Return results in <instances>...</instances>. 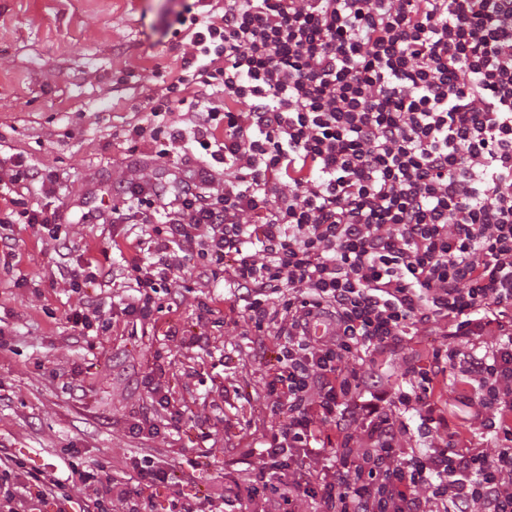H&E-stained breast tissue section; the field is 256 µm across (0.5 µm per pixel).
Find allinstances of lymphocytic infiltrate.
Here are the masks:
<instances>
[{
  "label": "lymphocytic infiltrate",
  "mask_w": 512,
  "mask_h": 512,
  "mask_svg": "<svg viewBox=\"0 0 512 512\" xmlns=\"http://www.w3.org/2000/svg\"><path fill=\"white\" fill-rule=\"evenodd\" d=\"M199 25L183 75L129 133L164 139L173 173L131 192L141 223L164 225L126 261L135 292L122 313L156 324L176 273L227 276L230 312L271 362L253 399L276 426L260 482L186 497L177 512H295L305 498L324 512H512V0H224ZM195 86L222 104L190 98ZM188 139L198 157L180 155ZM59 181L13 160L1 256L15 250L14 218L57 237L59 212L25 192L52 195ZM321 315L335 335H307ZM438 327L459 348H419L388 389L377 366ZM144 386L133 432L183 421L165 382ZM452 400L474 408L494 453L473 444V418L449 428ZM412 412L430 446L407 453ZM128 466L137 479L121 488L100 465L31 473L27 495L10 461L0 512L49 498L70 512L76 484L98 512L115 500L142 512L168 472L136 456Z\"/></svg>",
  "instance_id": "lymphocytic-infiltrate-1"
}]
</instances>
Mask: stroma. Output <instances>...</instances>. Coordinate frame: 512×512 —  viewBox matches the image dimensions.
Wrapping results in <instances>:
<instances>
[{"label":"stroma","instance_id":"1","mask_svg":"<svg viewBox=\"0 0 512 512\" xmlns=\"http://www.w3.org/2000/svg\"><path fill=\"white\" fill-rule=\"evenodd\" d=\"M210 8L211 0H0V180L18 156L60 174L69 219L62 234L71 244L65 250L31 225L14 226L15 254L0 268V329L13 336L0 352V454L30 472L62 470L71 447L121 483L130 476L126 458L151 456L172 478L153 492L151 512H169L175 494L203 497L254 477L257 460L243 451L262 445L272 421L248 398L269 366L253 357L244 321L229 314L224 281L178 274L176 305L143 326L122 315L134 283L117 274L90 296L111 330L76 339L66 315L87 296L56 270L85 258L120 268L139 225L101 226L87 212L111 211L132 186L167 182L158 143H130L128 132L195 52L181 18ZM210 299L224 323L211 329L207 350L168 338L171 327L196 331L197 304ZM160 360L192 416L170 432L132 433L144 380ZM212 385L226 390L215 405L205 399ZM197 456L202 465L189 471Z\"/></svg>","mask_w":512,"mask_h":512}]
</instances>
